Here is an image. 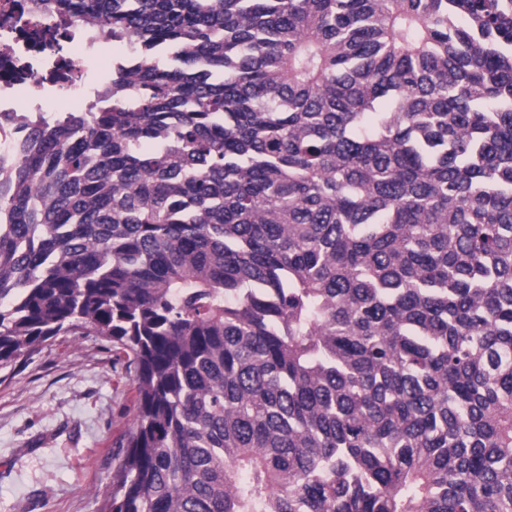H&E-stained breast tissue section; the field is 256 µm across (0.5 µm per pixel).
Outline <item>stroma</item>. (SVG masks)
I'll use <instances>...</instances> for the list:
<instances>
[{
	"mask_svg": "<svg viewBox=\"0 0 512 512\" xmlns=\"http://www.w3.org/2000/svg\"><path fill=\"white\" fill-rule=\"evenodd\" d=\"M133 376L85 328L0 369V512H104L136 412Z\"/></svg>",
	"mask_w": 512,
	"mask_h": 512,
	"instance_id": "obj_1",
	"label": "stroma"
}]
</instances>
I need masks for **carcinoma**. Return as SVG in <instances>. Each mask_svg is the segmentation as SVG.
Instances as JSON below:
<instances>
[{
  "mask_svg": "<svg viewBox=\"0 0 512 512\" xmlns=\"http://www.w3.org/2000/svg\"><path fill=\"white\" fill-rule=\"evenodd\" d=\"M130 45L0 180V368L135 365L110 512H512V0H54Z\"/></svg>",
  "mask_w": 512,
  "mask_h": 512,
  "instance_id": "cac0c4a2",
  "label": "carcinoma"
}]
</instances>
